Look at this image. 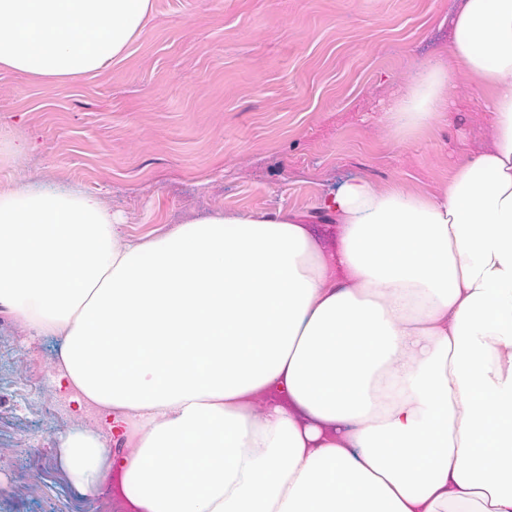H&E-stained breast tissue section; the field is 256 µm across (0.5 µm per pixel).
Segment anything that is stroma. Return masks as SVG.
I'll list each match as a JSON object with an SVG mask.
<instances>
[{"instance_id":"stroma-1","label":"stroma","mask_w":512,"mask_h":512,"mask_svg":"<svg viewBox=\"0 0 512 512\" xmlns=\"http://www.w3.org/2000/svg\"><path fill=\"white\" fill-rule=\"evenodd\" d=\"M122 59L65 83L0 71V127L26 145L0 186L98 194L129 234L200 215L280 211L320 227L315 204L366 179L444 190L492 141L476 78L458 75L436 125L379 117L448 48L455 0H152ZM60 342L0 308V512H98L58 461L76 427L125 451L96 409L53 386Z\"/></svg>"}]
</instances>
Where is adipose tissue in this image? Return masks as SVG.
<instances>
[{"mask_svg": "<svg viewBox=\"0 0 512 512\" xmlns=\"http://www.w3.org/2000/svg\"><path fill=\"white\" fill-rule=\"evenodd\" d=\"M151 0H0V69L121 58ZM490 149L441 194L352 178L318 209L217 210L135 238L93 193L0 188V307L60 339L53 381L104 414L59 460L123 512H512V0H456L448 53L384 122L428 127L456 74Z\"/></svg>", "mask_w": 512, "mask_h": 512, "instance_id": "1", "label": "adipose tissue"}]
</instances>
